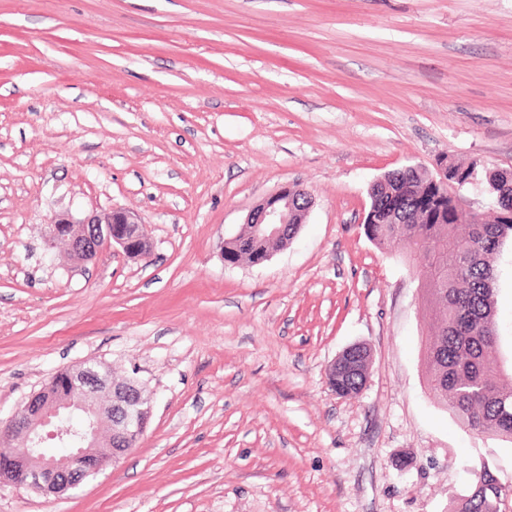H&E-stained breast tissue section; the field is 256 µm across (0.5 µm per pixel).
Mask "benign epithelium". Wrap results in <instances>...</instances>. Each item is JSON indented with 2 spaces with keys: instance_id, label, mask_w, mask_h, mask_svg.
Listing matches in <instances>:
<instances>
[{
  "instance_id": "7a95c632",
  "label": "benign epithelium",
  "mask_w": 512,
  "mask_h": 512,
  "mask_svg": "<svg viewBox=\"0 0 512 512\" xmlns=\"http://www.w3.org/2000/svg\"><path fill=\"white\" fill-rule=\"evenodd\" d=\"M476 180L470 173L451 167L448 159L437 162V176L431 181L451 194ZM305 189L286 184L257 205L245 223L270 239L288 236V225L303 224L312 207L311 196L299 203ZM52 240L66 246L69 258L89 261L116 246L134 259L149 256L150 246L137 216L112 208L82 220L67 215L53 224ZM68 393L47 397L34 394L5 422L0 424V481L27 486L45 494H63L96 475L109 461H119L145 430L151 403L145 390L133 381L115 382L102 373L100 363L85 361L69 370ZM87 421L76 442L69 438L76 415ZM24 441L41 436V441L58 440L68 450L64 458L43 448H16L12 436Z\"/></svg>"
}]
</instances>
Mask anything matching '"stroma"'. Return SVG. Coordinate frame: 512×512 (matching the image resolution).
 Returning a JSON list of instances; mask_svg holds the SVG:
<instances>
[{"label":"stroma","instance_id":"obj_1","mask_svg":"<svg viewBox=\"0 0 512 512\" xmlns=\"http://www.w3.org/2000/svg\"><path fill=\"white\" fill-rule=\"evenodd\" d=\"M442 157L512 171V0H0V422L87 360L152 397L119 463L61 497L0 483V512H450L484 468L512 512V443L430 395L415 270L363 229L375 180ZM292 183L296 237L227 264ZM110 208L148 258L49 247ZM494 269L511 363V243ZM343 350L330 364L328 369V377L330 385L336 381V394L343 398H354L359 395L364 382L365 367L369 368L371 357L367 353L366 347L360 349L352 347L346 352L347 362L341 367H336V363L340 361Z\"/></svg>","mask_w":512,"mask_h":512}]
</instances>
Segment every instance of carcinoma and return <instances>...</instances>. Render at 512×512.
<instances>
[{
  "instance_id": "obj_1",
  "label": "carcinoma",
  "mask_w": 512,
  "mask_h": 512,
  "mask_svg": "<svg viewBox=\"0 0 512 512\" xmlns=\"http://www.w3.org/2000/svg\"><path fill=\"white\" fill-rule=\"evenodd\" d=\"M498 208H512V173L483 176ZM374 208L404 213L400 224H366L367 238L380 249L405 241V254L421 259L420 283L429 319L437 326L425 352L426 385L466 431L491 432L512 439V375L496 355L499 336L494 326V268L490 263L508 240L512 223L493 217L473 224L453 196L440 193L424 172L396 170L374 191ZM288 237L265 240L243 225L238 237L224 246L228 264L257 262L263 253L287 244ZM347 363L336 368V394L359 395L364 370L371 364L367 349L352 347ZM502 487L487 469L473 473L469 490L453 512H501Z\"/></svg>"
}]
</instances>
